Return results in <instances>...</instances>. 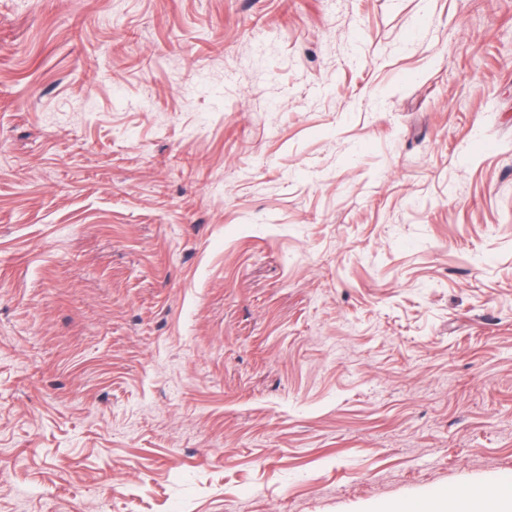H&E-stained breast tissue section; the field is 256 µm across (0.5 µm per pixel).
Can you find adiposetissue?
I'll list each match as a JSON object with an SVG mask.
<instances>
[{
  "label": "adipose tissue",
  "mask_w": 512,
  "mask_h": 512,
  "mask_svg": "<svg viewBox=\"0 0 512 512\" xmlns=\"http://www.w3.org/2000/svg\"><path fill=\"white\" fill-rule=\"evenodd\" d=\"M416 512H512V488L469 486L428 497Z\"/></svg>",
  "instance_id": "1"
}]
</instances>
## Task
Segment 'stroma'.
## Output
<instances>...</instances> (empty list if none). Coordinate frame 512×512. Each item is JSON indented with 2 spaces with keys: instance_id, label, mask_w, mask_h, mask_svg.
Instances as JSON below:
<instances>
[{
  "instance_id": "35a3bbf8",
  "label": "stroma",
  "mask_w": 512,
  "mask_h": 512,
  "mask_svg": "<svg viewBox=\"0 0 512 512\" xmlns=\"http://www.w3.org/2000/svg\"><path fill=\"white\" fill-rule=\"evenodd\" d=\"M512 486V0H0V512Z\"/></svg>"
}]
</instances>
